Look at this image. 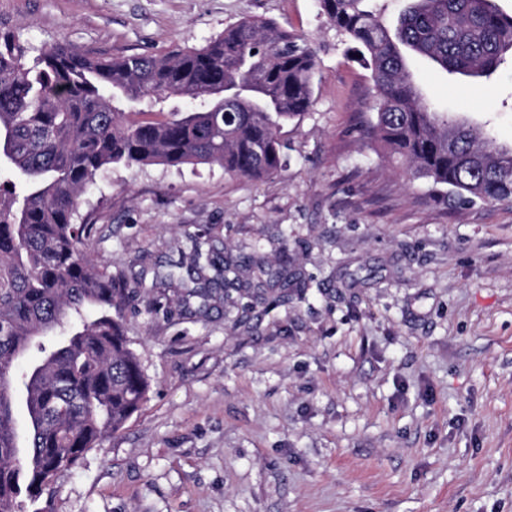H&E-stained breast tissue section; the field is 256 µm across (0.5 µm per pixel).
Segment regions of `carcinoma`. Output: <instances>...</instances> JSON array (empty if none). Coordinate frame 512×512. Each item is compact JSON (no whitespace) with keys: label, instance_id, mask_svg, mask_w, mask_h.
Masks as SVG:
<instances>
[{"label":"carcinoma","instance_id":"cac0c4a2","mask_svg":"<svg viewBox=\"0 0 512 512\" xmlns=\"http://www.w3.org/2000/svg\"><path fill=\"white\" fill-rule=\"evenodd\" d=\"M368 2L319 6L370 69V128L386 152L449 201L512 203V146L428 105L406 60L489 77L512 54V12L495 0H407L391 29ZM318 66L306 41L250 16L200 47L119 58L0 33V512H24V500L121 431L149 391L124 333L126 295L83 252L82 193L112 164L274 175L281 131L309 109ZM181 98L193 105L165 108ZM195 274L205 301L222 286ZM32 350L38 360L17 375Z\"/></svg>","mask_w":512,"mask_h":512}]
</instances>
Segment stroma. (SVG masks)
I'll list each match as a JSON object with an SVG mask.
<instances>
[{
  "label": "stroma",
  "instance_id": "1",
  "mask_svg": "<svg viewBox=\"0 0 512 512\" xmlns=\"http://www.w3.org/2000/svg\"><path fill=\"white\" fill-rule=\"evenodd\" d=\"M244 16L311 42L312 105L266 180L112 165L82 195L150 389L36 512H512V205L441 202L385 154L369 72L318 0H0V32L113 56ZM411 69L512 145L511 61L470 83ZM196 240L231 267L207 301L185 279ZM283 266L287 287L267 282Z\"/></svg>",
  "mask_w": 512,
  "mask_h": 512
}]
</instances>
